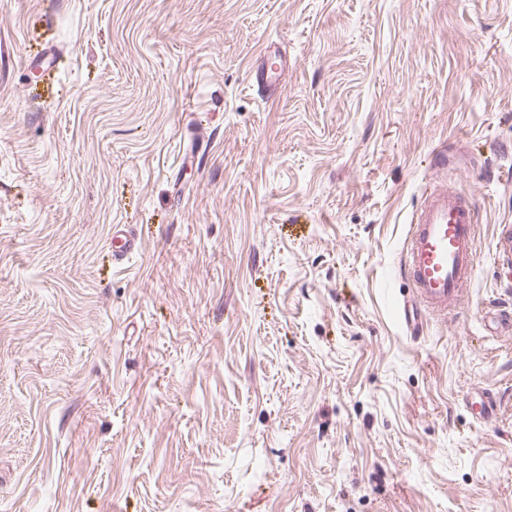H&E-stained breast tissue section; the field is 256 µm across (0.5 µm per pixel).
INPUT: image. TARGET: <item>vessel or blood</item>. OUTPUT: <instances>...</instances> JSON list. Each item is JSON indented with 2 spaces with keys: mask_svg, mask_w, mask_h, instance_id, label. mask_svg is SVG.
<instances>
[{
  "mask_svg": "<svg viewBox=\"0 0 512 512\" xmlns=\"http://www.w3.org/2000/svg\"><path fill=\"white\" fill-rule=\"evenodd\" d=\"M473 204L451 186L426 194L414 215L406 239L403 273L413 284L414 308L405 315L410 334L419 332V312L447 317L461 303L474 280ZM113 257L125 261L138 248L137 239L115 227Z\"/></svg>",
  "mask_w": 512,
  "mask_h": 512,
  "instance_id": "vessel-or-blood-1",
  "label": "vessel or blood"
}]
</instances>
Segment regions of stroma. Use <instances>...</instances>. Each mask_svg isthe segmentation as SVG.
I'll list each match as a JSON object with an SVG mask.
<instances>
[{
    "label": "stroma",
    "instance_id": "1",
    "mask_svg": "<svg viewBox=\"0 0 512 512\" xmlns=\"http://www.w3.org/2000/svg\"><path fill=\"white\" fill-rule=\"evenodd\" d=\"M507 228L512 0H0V512H512ZM473 204L451 186L426 194L413 216L406 239L403 273L413 284L415 309L406 310L407 330L415 338L421 325L418 313L447 318L459 306L474 280ZM124 229L122 226L116 225L112 236L113 241L117 244L113 250V257L118 263L125 261L138 249L137 239Z\"/></svg>",
    "mask_w": 512,
    "mask_h": 512
}]
</instances>
